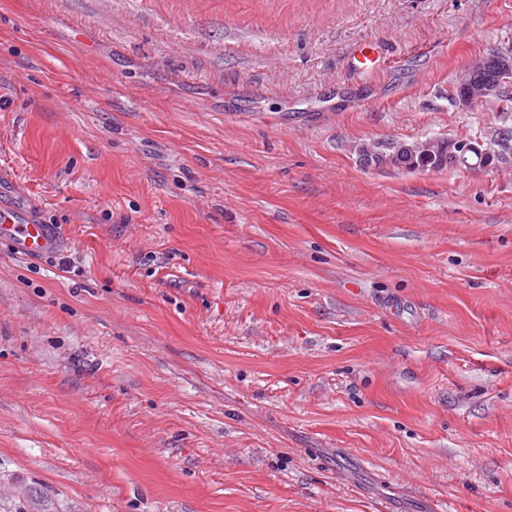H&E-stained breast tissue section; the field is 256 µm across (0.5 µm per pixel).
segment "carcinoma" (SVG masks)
Segmentation results:
<instances>
[{
	"label": "carcinoma",
	"instance_id": "carcinoma-1",
	"mask_svg": "<svg viewBox=\"0 0 512 512\" xmlns=\"http://www.w3.org/2000/svg\"><path fill=\"white\" fill-rule=\"evenodd\" d=\"M496 49L489 50L487 56L476 66L465 71L470 78L468 85L453 83L451 99L464 96L479 86L497 80L500 65L496 59ZM493 144L497 151L490 153L482 148L474 150L466 159L464 168L481 169L496 163L507 164L512 160V126L507 124L494 130ZM361 160L367 166H392L409 171H440L448 168V160L454 159L448 150V141L427 137L417 142L407 143L398 140L376 142L360 149Z\"/></svg>",
	"mask_w": 512,
	"mask_h": 512
}]
</instances>
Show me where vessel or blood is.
<instances>
[{"mask_svg": "<svg viewBox=\"0 0 512 512\" xmlns=\"http://www.w3.org/2000/svg\"><path fill=\"white\" fill-rule=\"evenodd\" d=\"M0 239L29 256H39L57 247L58 236L51 225L41 223L29 209L0 203Z\"/></svg>", "mask_w": 512, "mask_h": 512, "instance_id": "b4317fda", "label": "vessel or blood"}]
</instances>
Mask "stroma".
Listing matches in <instances>:
<instances>
[{
	"label": "stroma",
	"mask_w": 512,
	"mask_h": 512,
	"mask_svg": "<svg viewBox=\"0 0 512 512\" xmlns=\"http://www.w3.org/2000/svg\"><path fill=\"white\" fill-rule=\"evenodd\" d=\"M377 49L373 74L355 69ZM512 0H0V512H512V165L448 97ZM494 140L493 144L497 147V152L493 151L490 153L484 149H482V145L473 141L471 139H466L469 142H473L478 147V150H473L469 157L466 159V164L460 165L459 162L456 165H452L453 167H464L465 169H481L491 165L498 164H507L512 158V126L504 123L501 127L494 130L493 133ZM469 142H458L457 148L458 153H456V159L458 160V155H462L468 153L470 147L474 146ZM449 141L434 137L412 143L391 140L363 146L359 152L367 166L388 165L409 171H440L448 169V159L454 160L448 150ZM0 239L29 256H39L57 247L58 236L51 224H42L29 209L14 204H1Z\"/></svg>",
	"instance_id": "1"
}]
</instances>
